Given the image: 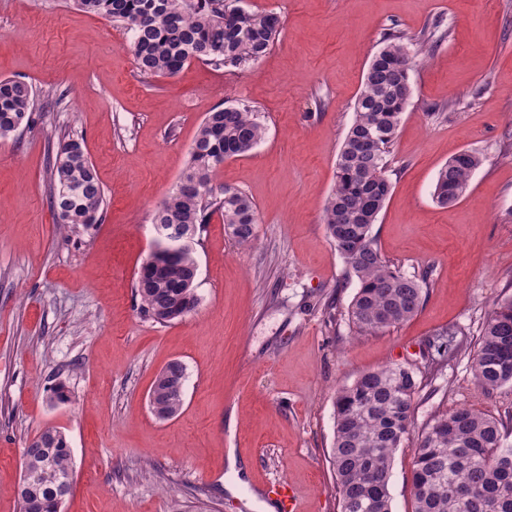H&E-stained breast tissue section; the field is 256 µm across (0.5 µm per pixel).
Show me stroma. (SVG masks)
<instances>
[{
  "mask_svg": "<svg viewBox=\"0 0 512 512\" xmlns=\"http://www.w3.org/2000/svg\"><path fill=\"white\" fill-rule=\"evenodd\" d=\"M275 13L271 50L237 69L139 71L124 28L73 0H0V78L36 90L33 130L0 138V512H20L23 450L45 428L70 444L63 512H249L250 495L292 488L304 512H339L330 464L339 387L397 363L423 372L426 342L459 333L458 356L418 400L390 477L392 512H413V448L439 412L475 408L512 429V386L480 391L470 371L484 316L512 296V0H241ZM412 56V94L389 156L393 189L372 234L413 275L431 268L422 309L358 334V281L322 221L336 155L384 34ZM66 97L58 107L56 92ZM246 105L265 128L217 180L254 201L241 246L213 217L192 245L199 305L159 324L134 286L155 250L152 214L184 171L203 119ZM82 140L102 183L101 223L62 227L48 148ZM476 150L466 194L442 206L439 169ZM186 369L171 420L148 408L155 376ZM64 384L69 399L50 400ZM247 466L231 492L228 451Z\"/></svg>",
  "mask_w": 512,
  "mask_h": 512,
  "instance_id": "stroma-1",
  "label": "stroma"
}]
</instances>
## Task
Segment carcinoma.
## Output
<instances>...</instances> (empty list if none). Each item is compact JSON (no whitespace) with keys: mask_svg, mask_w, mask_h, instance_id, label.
Returning <instances> with one entry per match:
<instances>
[{"mask_svg":"<svg viewBox=\"0 0 512 512\" xmlns=\"http://www.w3.org/2000/svg\"><path fill=\"white\" fill-rule=\"evenodd\" d=\"M83 11L116 23L132 34L131 51L141 72L176 75L198 60L216 67L246 66L263 57L279 35L278 17L246 10L230 0H74ZM409 51L392 32L364 74L354 119L336 158V183L323 210V224L358 281L349 319L360 334H376L418 313L432 269L402 272L381 253L372 234L392 190L387 157L410 99ZM32 87L0 79V138L34 124ZM265 130L246 106L229 105L200 124L189 161L154 209V224H185L201 231L221 215L225 233L238 244L256 238L257 211L240 189L214 184L224 161L241 157ZM484 162L477 151L461 152L437 174L433 196L443 206L462 198L472 172ZM51 205L61 224H97L106 197L83 143L58 141L50 166ZM198 264L186 250L160 261L135 289L140 309L158 323L192 313L198 303ZM455 332L443 330L429 346L437 358L427 366L434 378L458 353ZM159 415H178L184 406L185 367L168 364ZM470 371L478 388L512 386V297L494 304L480 329ZM419 385L413 370L389 364L362 373L336 392V430L331 465L340 512H392L389 490L394 455L409 431ZM31 463L21 512H62L61 497L71 473L65 435L47 428L24 449ZM414 512H512V445L501 421L471 408L437 415L414 448Z\"/></svg>","mask_w":512,"mask_h":512,"instance_id":"obj_1","label":"carcinoma"}]
</instances>
